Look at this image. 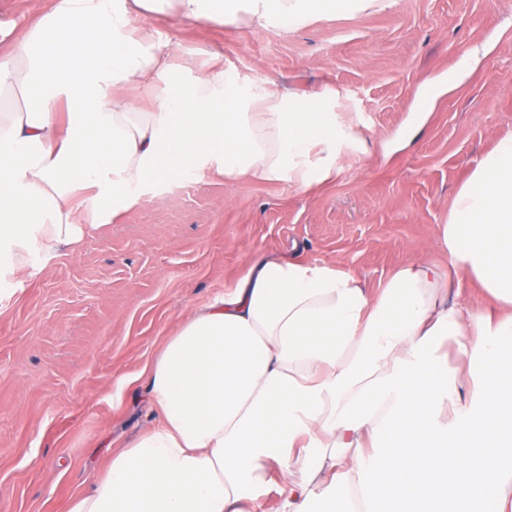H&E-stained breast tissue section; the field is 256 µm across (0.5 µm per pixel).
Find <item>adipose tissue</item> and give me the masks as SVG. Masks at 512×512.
Instances as JSON below:
<instances>
[{
  "label": "adipose tissue",
  "instance_id": "1",
  "mask_svg": "<svg viewBox=\"0 0 512 512\" xmlns=\"http://www.w3.org/2000/svg\"><path fill=\"white\" fill-rule=\"evenodd\" d=\"M396 3L55 0L0 54V91L24 100L0 109V274L168 180L311 192L358 151L336 90L241 83L220 54L178 53L158 21L289 34ZM436 246L447 266L402 264L373 293L327 262L253 264L145 366L159 425L69 512H258L271 485L277 512H512V133L458 190ZM459 273L504 316L454 297Z\"/></svg>",
  "mask_w": 512,
  "mask_h": 512
}]
</instances>
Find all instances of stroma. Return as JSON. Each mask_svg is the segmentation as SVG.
Wrapping results in <instances>:
<instances>
[{
  "instance_id": "1",
  "label": "stroma",
  "mask_w": 512,
  "mask_h": 512,
  "mask_svg": "<svg viewBox=\"0 0 512 512\" xmlns=\"http://www.w3.org/2000/svg\"><path fill=\"white\" fill-rule=\"evenodd\" d=\"M53 0H0V50ZM185 51L299 95L333 88L362 136L333 184L207 178L0 278V512H68L112 451L152 429L144 366L256 257L336 263L377 290L433 257L457 190L512 132V0H398L284 35L162 24ZM456 76L427 114L418 93Z\"/></svg>"
}]
</instances>
